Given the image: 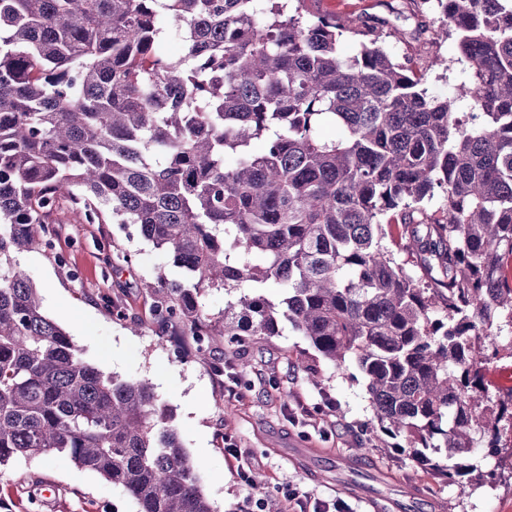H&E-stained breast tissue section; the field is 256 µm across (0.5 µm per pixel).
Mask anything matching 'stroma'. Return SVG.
I'll return each instance as SVG.
<instances>
[{
    "instance_id": "1",
    "label": "stroma",
    "mask_w": 512,
    "mask_h": 512,
    "mask_svg": "<svg viewBox=\"0 0 512 512\" xmlns=\"http://www.w3.org/2000/svg\"><path fill=\"white\" fill-rule=\"evenodd\" d=\"M304 17L326 15L347 26L338 50L357 51L355 27L389 21L403 37H387L394 58L425 74L429 93L445 94L463 79L452 39L436 38L424 0H304ZM437 67H429L431 58ZM55 244L66 262L43 252L17 259L41 298L44 313L72 338L83 358L104 373L152 383L198 467L214 512H247L255 494L241 471L262 474L263 498L284 503L297 490L324 500L342 498L354 512H512V486L486 482L459 487L381 440L366 381L355 363L338 367L304 336L279 335L249 344L248 367L216 372L231 356L224 344L199 352L180 323L153 312L158 278L183 281V270L124 224H57ZM120 304L125 319L109 312ZM316 366L312 384L305 365ZM240 448L244 470L229 465L226 442ZM137 512L131 497L69 458H18L0 467V512Z\"/></svg>"
}]
</instances>
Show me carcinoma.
Masks as SVG:
<instances>
[{"label":"carcinoma","instance_id":"cac0c4a2","mask_svg":"<svg viewBox=\"0 0 512 512\" xmlns=\"http://www.w3.org/2000/svg\"><path fill=\"white\" fill-rule=\"evenodd\" d=\"M292 1L0 0V467L66 456L138 512H213L153 385L83 359L14 260L64 262L65 203L186 271L159 278L154 311L198 350L286 322L358 365L379 430L418 462L463 489L478 448L512 470V389L484 376L512 358V0H434L470 76L450 95L380 29L339 55L347 27ZM172 29L178 59L159 51ZM268 282L279 303L243 294L218 329L199 304Z\"/></svg>","mask_w":512,"mask_h":512}]
</instances>
